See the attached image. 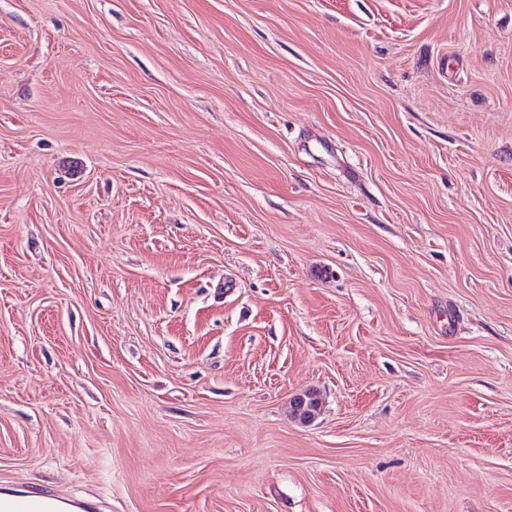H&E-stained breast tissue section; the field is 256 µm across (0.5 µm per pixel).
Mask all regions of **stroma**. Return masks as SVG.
Masks as SVG:
<instances>
[{
	"instance_id": "obj_1",
	"label": "stroma",
	"mask_w": 512,
	"mask_h": 512,
	"mask_svg": "<svg viewBox=\"0 0 512 512\" xmlns=\"http://www.w3.org/2000/svg\"><path fill=\"white\" fill-rule=\"evenodd\" d=\"M3 488L512 512V0H0ZM291 417L302 425L312 423L320 412V399L316 392L307 390L297 394L290 403Z\"/></svg>"
}]
</instances>
